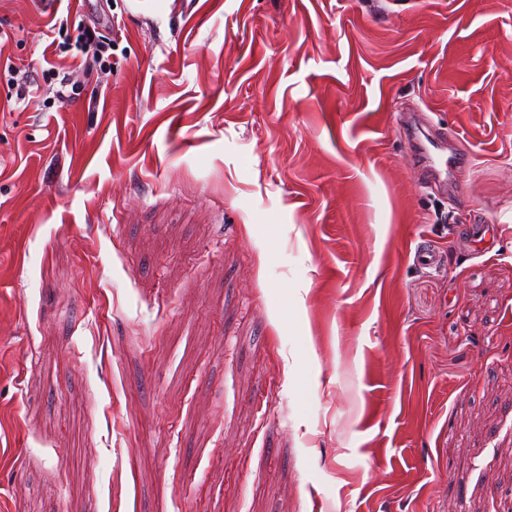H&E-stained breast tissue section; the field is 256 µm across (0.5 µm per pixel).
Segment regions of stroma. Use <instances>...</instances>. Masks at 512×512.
Here are the masks:
<instances>
[{
  "label": "stroma",
  "mask_w": 512,
  "mask_h": 512,
  "mask_svg": "<svg viewBox=\"0 0 512 512\" xmlns=\"http://www.w3.org/2000/svg\"><path fill=\"white\" fill-rule=\"evenodd\" d=\"M155 2L67 107L0 75V512H512V0ZM406 131L408 136L412 137L416 152L422 160L420 173L422 178L426 181L433 179L447 184L449 180L456 188L454 173L461 157L453 149L448 148L452 141V138L448 137V130L433 126L432 136L427 135L424 140L419 136L420 131L416 124L409 122Z\"/></svg>",
  "instance_id": "stroma-1"
}]
</instances>
